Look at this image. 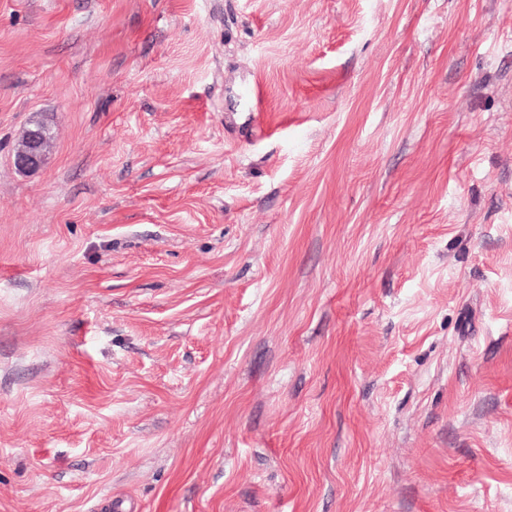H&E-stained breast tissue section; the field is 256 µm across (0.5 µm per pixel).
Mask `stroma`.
<instances>
[{"instance_id": "stroma-1", "label": "stroma", "mask_w": 512, "mask_h": 512, "mask_svg": "<svg viewBox=\"0 0 512 512\" xmlns=\"http://www.w3.org/2000/svg\"><path fill=\"white\" fill-rule=\"evenodd\" d=\"M108 499L512 512V0H0V512ZM48 141L43 125L28 128L23 135L21 147L14 154L13 164L16 169L22 172L41 169L49 152Z\"/></svg>"}]
</instances>
